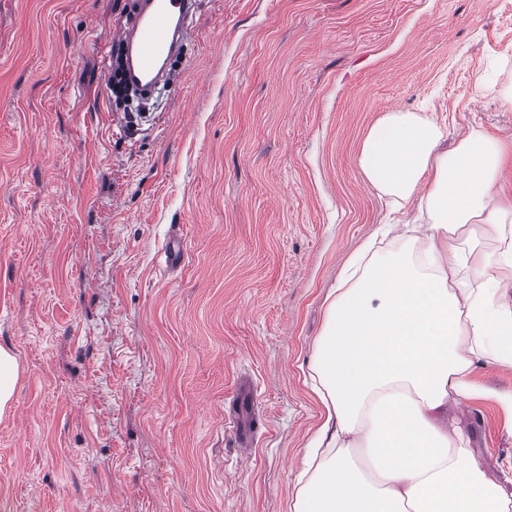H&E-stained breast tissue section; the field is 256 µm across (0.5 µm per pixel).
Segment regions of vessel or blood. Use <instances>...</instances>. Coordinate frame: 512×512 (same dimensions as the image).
I'll return each instance as SVG.
<instances>
[{"label":"vessel or blood","instance_id":"b4317fda","mask_svg":"<svg viewBox=\"0 0 512 512\" xmlns=\"http://www.w3.org/2000/svg\"><path fill=\"white\" fill-rule=\"evenodd\" d=\"M190 0H142L133 21H116V44L125 50L128 81L144 91L168 83V64L189 27Z\"/></svg>","mask_w":512,"mask_h":512}]
</instances>
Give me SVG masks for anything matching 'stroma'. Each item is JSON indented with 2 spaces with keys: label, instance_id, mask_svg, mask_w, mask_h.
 <instances>
[{
  "label": "stroma",
  "instance_id": "35a3bbf8",
  "mask_svg": "<svg viewBox=\"0 0 512 512\" xmlns=\"http://www.w3.org/2000/svg\"><path fill=\"white\" fill-rule=\"evenodd\" d=\"M134 3L0 0V512H293L324 299L392 218L362 142L401 111L512 143V0H194L136 129L101 81ZM463 418L502 478V410ZM19 374L20 366L16 355L0 347V415L10 406Z\"/></svg>",
  "mask_w": 512,
  "mask_h": 512
}]
</instances>
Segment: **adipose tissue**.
Here are the masks:
<instances>
[{
    "mask_svg": "<svg viewBox=\"0 0 512 512\" xmlns=\"http://www.w3.org/2000/svg\"><path fill=\"white\" fill-rule=\"evenodd\" d=\"M435 121L390 112L359 166L395 208L417 201L413 244L364 241L328 296L309 365L327 416L297 477L293 512H512L451 407L512 393L473 379L512 367V200L498 187L512 144L471 130L447 151Z\"/></svg>",
    "mask_w": 512,
    "mask_h": 512,
    "instance_id": "adipose-tissue-1",
    "label": "adipose tissue"
}]
</instances>
